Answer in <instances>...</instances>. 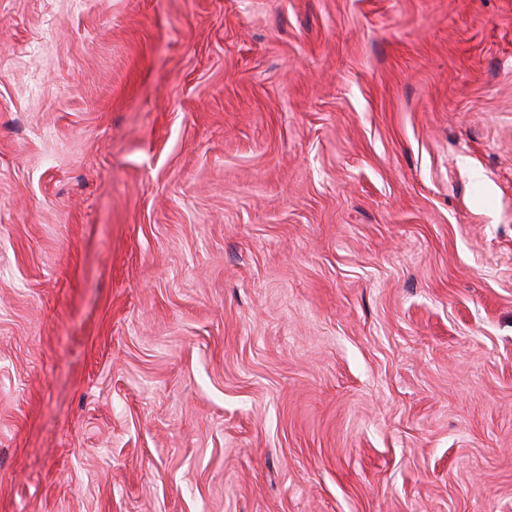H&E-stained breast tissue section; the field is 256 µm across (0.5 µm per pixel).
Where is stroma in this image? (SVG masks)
Returning <instances> with one entry per match:
<instances>
[{
  "mask_svg": "<svg viewBox=\"0 0 512 512\" xmlns=\"http://www.w3.org/2000/svg\"><path fill=\"white\" fill-rule=\"evenodd\" d=\"M0 512H512V0H0Z\"/></svg>",
  "mask_w": 512,
  "mask_h": 512,
  "instance_id": "stroma-1",
  "label": "stroma"
}]
</instances>
